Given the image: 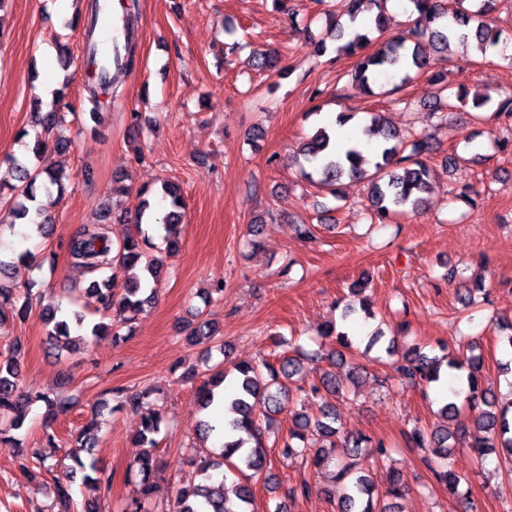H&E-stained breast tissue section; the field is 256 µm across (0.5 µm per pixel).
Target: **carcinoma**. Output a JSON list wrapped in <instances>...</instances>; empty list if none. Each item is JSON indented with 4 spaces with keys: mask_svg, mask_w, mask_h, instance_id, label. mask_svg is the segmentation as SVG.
<instances>
[{
    "mask_svg": "<svg viewBox=\"0 0 512 512\" xmlns=\"http://www.w3.org/2000/svg\"><path fill=\"white\" fill-rule=\"evenodd\" d=\"M382 0H343L342 14L348 17L349 24L364 16L363 27L345 38L346 26L336 24L330 30V37L338 42L336 51L356 59L352 73L355 86L362 92L372 95V84L377 76L386 71L403 73L402 82L407 83L419 75L426 74L438 85L435 112L443 109L454 111L465 105L469 95L464 85L455 94L443 96L447 85L443 76L433 71L434 62L422 45L428 43L438 53L446 54L453 42L466 45L475 42V50L485 56L503 42L502 31L492 26L489 16L493 0H412L414 11L408 19L407 27L390 36L373 52H365L372 43L371 34L387 31L388 21L379 10ZM255 69L270 71L276 67L275 56L270 51L257 50L252 55ZM59 113L55 110L44 112L40 104H35L33 122L47 129L57 125ZM362 134L371 146V156L364 149L351 145L341 149L333 143L324 130L319 131L300 146V156L308 166L304 176L316 180L322 186L335 188L343 177L367 179L371 183L370 209L373 219L383 222L394 215L416 214L426 204L431 181L436 171L426 162L433 152L430 140L417 135L407 138L391 126L380 112H371L366 117ZM6 174L15 180L11 188L15 194L8 211V223L34 224L38 232L49 235L51 219L44 209L34 206L37 184L45 190L57 187L62 191L63 171L54 168L30 166L17 159L8 162ZM161 193L168 201L169 210L162 217L154 216L150 205L142 207L136 219V235H127L115 246L111 239L94 225H87L73 234L67 245L68 254L77 265L91 271L110 270L112 274L102 279L106 287L93 281L89 291L96 294L107 312L115 314L110 324L96 323L90 329L92 336L112 333V339H124L121 329L135 319L151 300L147 293L149 282H159L162 272V249L169 251L178 246V226L182 222L184 204L180 187L166 180L161 185ZM45 321L51 325L49 338L52 345L63 350L71 340V326L66 319L58 317V310L44 311ZM216 330L205 319L189 328L188 339L198 343L215 338ZM322 338L336 339L337 348L332 352V364L351 363V373L347 376L350 385L357 384V352L349 334L336 330L333 323L319 331ZM22 347L14 343L12 351L0 355V448H10L19 472L28 480L37 482L44 469L35 468V462L42 455L37 448H22L14 432L21 429L27 415V408L34 402H43L53 410H64L65 404L51 398L50 394L29 388L21 390L18 363ZM447 365L455 371H467L470 394L460 403L449 401L440 408V417L448 422L457 419L461 411L472 414V425L467 429L469 448L477 466H483L490 449H505V460L512 463V423L508 414L512 411V400L501 403L498 397L481 387L478 372L482 367L481 357L473 353L468 343L456 355L446 359L430 356L416 347L393 364L392 370L400 385L428 386L440 378V368ZM300 361L296 357H284L279 366L268 361L260 364L240 362L233 365L236 383L231 401L224 409L232 413L226 425L239 437L226 441L219 453V461L206 457L199 463L202 483L181 489L177 493V506L174 512H251L254 492L250 481L266 470L268 460L264 451L266 433L270 426L259 424L260 416H267L293 401V392L299 397L319 399V415L311 419L298 415L288 437L283 439L280 448L283 455L300 460L305 468L318 469L333 467L334 479L340 484L338 512H387L380 505L379 495L369 477L356 467L354 457L361 453L363 444L369 439L361 433L347 431L336 410V400L344 396L345 386L336 380L331 371L323 372L319 380L306 385L291 387L293 377L298 374ZM227 368L223 367L211 374L198 388L203 407L212 404L215 390L226 382ZM152 391L144 390L126 397L124 403L140 413L142 428L138 436L140 453L135 461L139 470V497L134 499L126 512H149L146 507L155 477L154 453L158 446L161 415L151 401ZM409 448H418L426 453L423 461L433 472L436 480L448 491L458 494L461 476L451 469V459L456 447L451 440L453 435L448 426L436 425L429 429L415 427L404 434ZM221 467L240 478L233 485V492L239 506H233L228 497L226 480H213L212 471ZM74 470L55 479V495L64 504L70 498V478ZM406 492L401 474L392 471L389 486L384 497L397 499Z\"/></svg>",
    "mask_w": 512,
    "mask_h": 512,
    "instance_id": "carcinoma-1",
    "label": "carcinoma"
}]
</instances>
